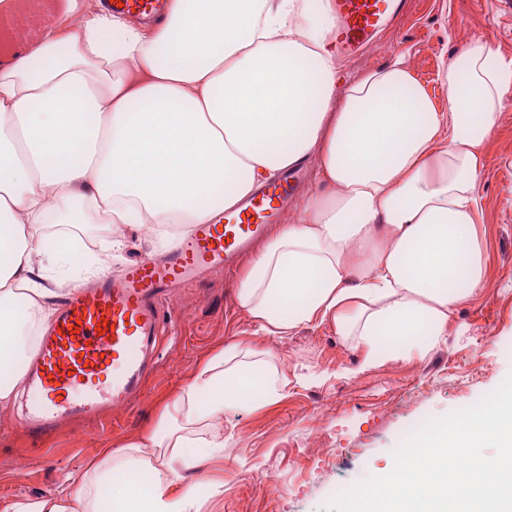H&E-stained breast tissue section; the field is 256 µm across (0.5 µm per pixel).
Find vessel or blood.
Listing matches in <instances>:
<instances>
[{
	"instance_id": "1",
	"label": "vessel or blood",
	"mask_w": 512,
	"mask_h": 512,
	"mask_svg": "<svg viewBox=\"0 0 512 512\" xmlns=\"http://www.w3.org/2000/svg\"><path fill=\"white\" fill-rule=\"evenodd\" d=\"M338 54L361 52L403 9V0H331ZM111 10L159 18L162 0H112ZM298 172L256 191L238 213H222L165 251L130 263L117 276L69 294L28 361L24 381L39 392L25 427L49 434L65 421L99 418L105 408L138 396L157 341L160 301L173 289L201 283L260 238L287 206ZM104 333H97V325Z\"/></svg>"
}]
</instances>
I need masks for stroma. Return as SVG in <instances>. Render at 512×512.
I'll return each instance as SVG.
<instances>
[{
  "mask_svg": "<svg viewBox=\"0 0 512 512\" xmlns=\"http://www.w3.org/2000/svg\"><path fill=\"white\" fill-rule=\"evenodd\" d=\"M68 0L0 18V53L35 42L68 22ZM473 38L512 61V0H409L406 12L358 57L341 63L340 81L403 56L440 111V81ZM477 187L478 222L486 231L483 282L448 320L432 351L361 369L362 353L333 324L302 326L278 338L255 335L235 302L237 268L214 272L201 287L175 291L141 396L106 412L103 423L76 421L53 436L51 454L21 425L32 393L0 407V506L56 492L65 475L99 449L120 447L153 421L191 380L198 365L231 342L269 352L288 384L276 399L255 396L224 416V446L185 469L183 488L219 486L201 497L202 512H325L337 491L389 473L402 437L428 420L468 408L512 372V93L485 145Z\"/></svg>",
  "mask_w": 512,
  "mask_h": 512,
  "instance_id": "1",
  "label": "stroma"
}]
</instances>
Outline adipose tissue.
<instances>
[{"mask_svg": "<svg viewBox=\"0 0 512 512\" xmlns=\"http://www.w3.org/2000/svg\"><path fill=\"white\" fill-rule=\"evenodd\" d=\"M463 60L442 71L444 112L400 56L340 83L330 0H167L154 26L101 11L1 60L0 405L55 315L45 281L88 285L121 227L174 241L311 160L315 186L245 265L239 307L264 336L332 323L366 368L434 348L483 281L476 188L512 92L484 41ZM50 223L96 225L107 247L46 249ZM287 383L265 352L228 345L144 436L0 512H200L160 461L220 447L225 413ZM143 466L147 487L124 481Z\"/></svg>", "mask_w": 512, "mask_h": 512, "instance_id": "1", "label": "adipose tissue"}]
</instances>
